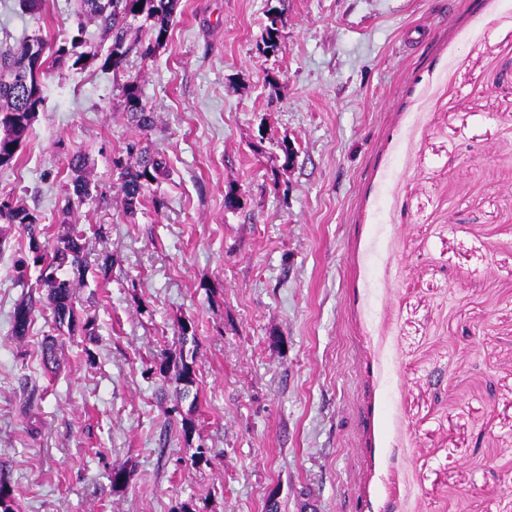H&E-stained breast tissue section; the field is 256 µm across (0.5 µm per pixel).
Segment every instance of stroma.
I'll list each match as a JSON object with an SVG mask.
<instances>
[{"instance_id": "obj_1", "label": "stroma", "mask_w": 512, "mask_h": 512, "mask_svg": "<svg viewBox=\"0 0 512 512\" xmlns=\"http://www.w3.org/2000/svg\"><path fill=\"white\" fill-rule=\"evenodd\" d=\"M78 4L35 19L0 0V40L58 43ZM267 4L179 0L151 60L49 71L0 169V198L51 239L72 154L97 186L72 215L96 338L60 337L54 370L49 306L12 334L39 271L17 282L28 239L0 223V476L18 512H265L272 493L280 512H512V0H282L273 55ZM130 75L151 129L120 109ZM131 139L167 158L163 212L120 204ZM188 351L185 392L159 364ZM267 21L265 32L266 36L263 42L262 50L268 54H274L281 49L279 42L280 25L283 24V12L276 7L267 10Z\"/></svg>"}]
</instances>
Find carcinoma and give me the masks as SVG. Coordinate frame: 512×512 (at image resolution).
<instances>
[{
	"label": "carcinoma",
	"mask_w": 512,
	"mask_h": 512,
	"mask_svg": "<svg viewBox=\"0 0 512 512\" xmlns=\"http://www.w3.org/2000/svg\"><path fill=\"white\" fill-rule=\"evenodd\" d=\"M179 0H80L77 13V33L55 46L39 35L27 36L13 44L0 42V167H10L17 161V151L27 138L32 124L43 108L44 80L53 68L68 63L77 66L103 59V66L114 71L126 67L132 53L144 60L152 57L160 47L166 45L169 31L176 15ZM140 10H135V7ZM267 21L263 51L274 54L281 50L280 25L282 10L272 7L267 10ZM93 22L110 41L107 49L92 45L83 39L84 25ZM145 28L150 41L145 47H137L129 38L133 27ZM122 111L139 129L154 125V112L143 99L138 78H129L121 88ZM73 173L68 191L67 204L58 220L60 231L54 243L40 241L45 236L40 218L17 202L0 208V218L9 224L24 227L29 239L32 261L22 257L16 261L18 280H23L26 269L33 264L40 267L35 289L41 294L37 298L28 295L13 310L12 334L16 338L27 335L33 313L46 299L50 306L54 325L59 331L73 335L84 331L89 340H94L95 331L90 322L80 323L76 301L78 289L87 285L90 270L86 252L84 232L70 222L68 216L73 209L92 197V180L86 170L85 157L80 153L68 159ZM119 170L118 192L120 203L129 214L137 211L145 194L167 176L168 167L164 155L135 142L126 145V157L113 160ZM159 371L170 375V380L188 389L196 382V370L187 356H180L175 365L163 361Z\"/></svg>",
	"instance_id": "cac0c4a2"
}]
</instances>
